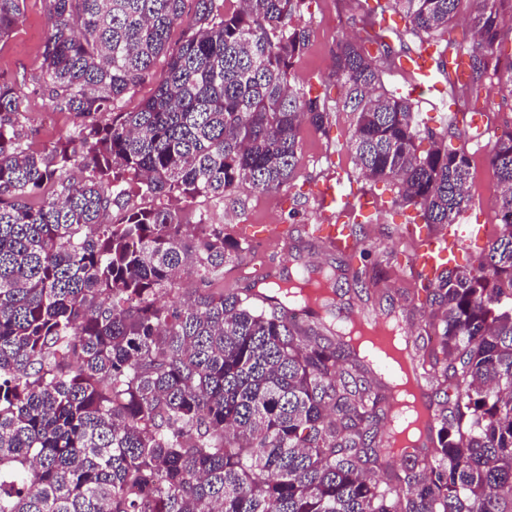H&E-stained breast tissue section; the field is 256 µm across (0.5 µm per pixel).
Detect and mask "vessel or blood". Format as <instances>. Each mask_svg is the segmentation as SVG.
<instances>
[{"instance_id": "obj_1", "label": "vessel or blood", "mask_w": 512, "mask_h": 512, "mask_svg": "<svg viewBox=\"0 0 512 512\" xmlns=\"http://www.w3.org/2000/svg\"><path fill=\"white\" fill-rule=\"evenodd\" d=\"M438 54L436 45L424 44L401 58V69L419 76L418 82L406 89V97H416L428 91ZM318 195L323 207L335 209L336 220L316 225V234L342 252L356 251L359 243L349 227L353 224L370 223L377 207L375 198L349 191L340 180L321 184ZM406 232L415 243L413 270L431 278L442 268L459 263L464 254L472 252L484 239L487 229L461 222L453 231L442 235L429 233L419 224L407 225Z\"/></svg>"}]
</instances>
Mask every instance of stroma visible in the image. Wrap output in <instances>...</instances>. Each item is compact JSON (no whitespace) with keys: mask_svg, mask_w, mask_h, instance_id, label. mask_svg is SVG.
Returning <instances> with one entry per match:
<instances>
[{"mask_svg":"<svg viewBox=\"0 0 512 512\" xmlns=\"http://www.w3.org/2000/svg\"><path fill=\"white\" fill-rule=\"evenodd\" d=\"M47 0H24L23 14L9 37L0 40V74L14 80L23 93L20 126L33 145L39 146L72 132L75 118L57 109L47 94L36 90L32 79L41 63ZM303 20L311 30V44L296 62L292 81L309 91L311 96L331 106V121L326 131L302 125L301 162L287 189L259 194L243 185L237 189L236 204L210 207L208 201L179 200L188 212L209 210L214 223L223 225L228 240L239 239L241 224L287 226V237L272 234L252 242H244L243 250L224 265V278L219 285L225 292H241L253 286L256 265L272 269V281L288 275L327 268L339 274L336 287L343 299L340 311H328L326 322L337 314L351 315L359 324L393 323L404 314V330L417 336L427 311L424 296L418 295L419 283L410 268L412 250L404 237L407 215L395 202L396 192L386 183H375L361 177L349 148L352 117L336 110L339 89L331 75V58L340 38L363 36L365 28L377 26L378 19L361 11L355 0H310ZM458 111L478 108L486 112L487 123L480 138L464 129H450L448 142L465 148L471 159L468 213L474 224L488 225L489 235H496L498 224L495 196L496 176L488 160L492 144L505 130L512 128V95L489 75L480 89H459ZM347 170L361 191L376 194L383 204L372 223L364 225L359 238L363 252L349 257L324 248L313 239L306 227L318 223L321 209L317 188L335 178L339 170Z\"/></svg>","mask_w":512,"mask_h":512,"instance_id":"35a3bbf8","label":"stroma"}]
</instances>
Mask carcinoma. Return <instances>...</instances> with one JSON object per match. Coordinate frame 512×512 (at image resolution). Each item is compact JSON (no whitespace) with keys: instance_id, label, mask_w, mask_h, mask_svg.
<instances>
[{"instance_id":"1","label":"carcinoma","mask_w":512,"mask_h":512,"mask_svg":"<svg viewBox=\"0 0 512 512\" xmlns=\"http://www.w3.org/2000/svg\"><path fill=\"white\" fill-rule=\"evenodd\" d=\"M48 2L35 87L79 123L33 148L0 78V512H512V130L489 154L496 238L420 277L431 311L411 359L432 447L403 449L405 468L381 479L389 386L344 337L289 314L301 288L263 285V301L176 288L184 272L223 278L241 246L168 200L280 191L301 123L329 125L325 102L291 84L310 0ZM392 2L420 43L454 44L462 0ZM467 2L473 86L498 72L512 0ZM21 3L0 0V39ZM400 56L380 32L337 44L351 148L365 178L450 228L471 160L386 88ZM149 78L153 94L125 109ZM164 290L178 300L159 303ZM318 301L303 298L309 314Z\"/></svg>"}]
</instances>
